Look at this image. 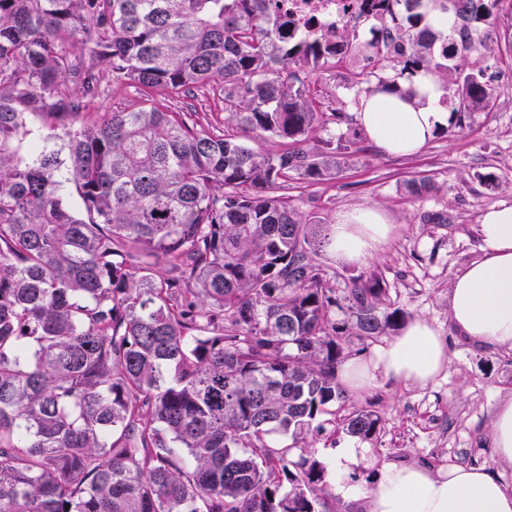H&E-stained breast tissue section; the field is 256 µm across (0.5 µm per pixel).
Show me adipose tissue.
<instances>
[{"label":"adipose tissue","instance_id":"obj_1","mask_svg":"<svg viewBox=\"0 0 512 512\" xmlns=\"http://www.w3.org/2000/svg\"><path fill=\"white\" fill-rule=\"evenodd\" d=\"M412 93L379 91L363 97L356 120L366 137L390 155H413L456 122L441 103L443 92L430 75L419 74ZM393 226L375 207L337 214L330 248L337 261L364 263L391 237ZM480 255L460 269L449 291L450 320L462 335L512 350V206H490L479 226ZM448 365V351L427 320L408 322L385 346L364 359L347 361L341 383L362 394L379 378L427 386ZM364 449L348 444L332 451L338 496L366 498L368 512H512V490L485 468L454 463L432 471L423 466H386L368 491L344 481V473L363 459Z\"/></svg>","mask_w":512,"mask_h":512}]
</instances>
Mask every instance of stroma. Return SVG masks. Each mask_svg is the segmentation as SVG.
Returning <instances> with one entry per match:
<instances>
[{"mask_svg":"<svg viewBox=\"0 0 512 512\" xmlns=\"http://www.w3.org/2000/svg\"><path fill=\"white\" fill-rule=\"evenodd\" d=\"M512 22V0H500L499 16L481 52L461 58L464 70L481 74L492 88L490 112L461 114L458 126L442 131L419 155L391 157L370 143L350 114L361 94L351 73L336 66L331 79L310 75L306 90L327 113L346 118L315 131L309 144L341 143L335 175L315 184L296 177L288 198L303 218L332 224L346 208L371 205L393 226L390 239L366 262L347 265L320 249L318 262L338 297L370 283L382 290L383 305L436 326L448 349V366L434 384L420 388L380 380L357 406L376 412L370 437L344 430L321 437L329 448L351 443L366 451L347 474L349 482L370 488L384 464H418L438 469L453 462L483 466L512 488V464L500 463L491 447L493 410L512 396V350L483 345L462 336L450 320L448 290L460 268L480 255L478 224L493 204L512 205V49L504 27ZM430 176L431 188L415 193L409 183ZM437 211L446 223L428 224Z\"/></svg>","mask_w":512,"mask_h":512,"instance_id":"1","label":"stroma"}]
</instances>
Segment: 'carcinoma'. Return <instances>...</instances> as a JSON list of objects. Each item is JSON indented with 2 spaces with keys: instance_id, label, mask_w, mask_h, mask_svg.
Returning <instances> with one entry per match:
<instances>
[{
  "instance_id": "obj_1",
  "label": "carcinoma",
  "mask_w": 512,
  "mask_h": 512,
  "mask_svg": "<svg viewBox=\"0 0 512 512\" xmlns=\"http://www.w3.org/2000/svg\"><path fill=\"white\" fill-rule=\"evenodd\" d=\"M497 2L404 4L408 49L381 61L490 109L481 75L436 60L430 17H460L472 54ZM277 29L265 0H0V512H336L314 441L376 432L337 372L402 313L365 285L341 305L314 250L329 234L281 194L336 170L307 140L344 114L305 79L348 38ZM106 78L139 105L89 111ZM202 89L228 130L168 110Z\"/></svg>"
}]
</instances>
